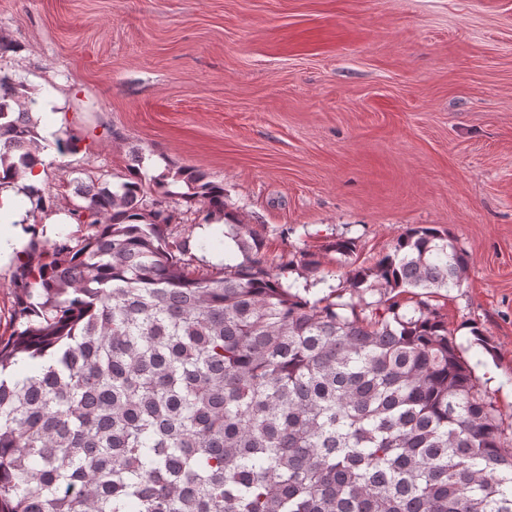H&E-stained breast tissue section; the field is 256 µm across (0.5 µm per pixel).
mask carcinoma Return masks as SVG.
Returning <instances> with one entry per match:
<instances>
[{
    "mask_svg": "<svg viewBox=\"0 0 512 512\" xmlns=\"http://www.w3.org/2000/svg\"><path fill=\"white\" fill-rule=\"evenodd\" d=\"M42 141L23 82L0 73V186ZM143 160L73 178L93 233L18 267L0 512H512L503 415L433 304L469 263L447 229L412 228L369 265L354 239L329 242L345 280L312 301L315 252L272 266L224 185L193 167L147 179ZM173 197L223 223V260ZM19 353L39 371L6 374Z\"/></svg>",
    "mask_w": 512,
    "mask_h": 512,
    "instance_id": "cac0c4a2",
    "label": "carcinoma"
}]
</instances>
